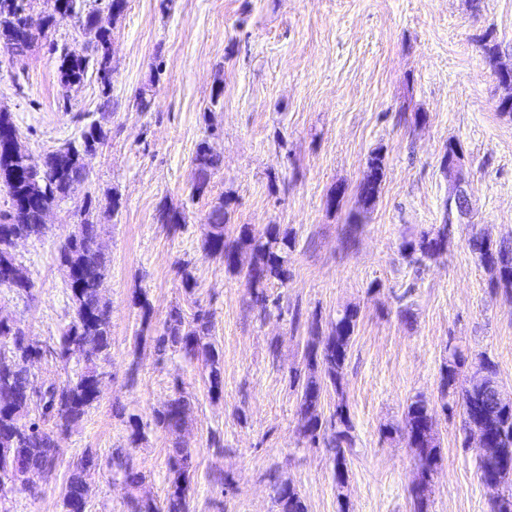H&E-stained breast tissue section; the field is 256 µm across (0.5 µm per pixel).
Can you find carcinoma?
Masks as SVG:
<instances>
[{
  "instance_id": "1",
  "label": "carcinoma",
  "mask_w": 512,
  "mask_h": 512,
  "mask_svg": "<svg viewBox=\"0 0 512 512\" xmlns=\"http://www.w3.org/2000/svg\"><path fill=\"white\" fill-rule=\"evenodd\" d=\"M127 0H106L104 9H93L82 15L83 22L96 29L91 41V53L83 54L68 45H51L50 51L58 62L60 86L64 98L80 86L88 67L95 66L101 83L111 84L109 72L111 21L125 10ZM29 0H0V47L13 55H23L31 50L36 33L23 28L21 21ZM106 133L92 122L85 126L81 141L68 142V149L56 148L46 154L42 165H28L29 153L24 146L15 149L0 147V186L10 199L9 210L0 215V266L12 269L10 288L31 294L32 280L27 268L17 260L12 251L16 238L40 237L46 225L39 223L38 211L68 196L70 186L86 175L81 160L87 143L103 142ZM198 181L192 186L194 196L204 195L210 185L220 158L207 148V142L198 144L193 158ZM384 176L383 157L375 152L368 160V173L359 185L363 208L372 207L378 198ZM230 200L220 198L211 207L206 221L207 251L224 259V267L243 275L251 300L261 308L267 307L266 288L274 282L283 283L289 277L290 255L295 248L291 233L273 225L263 239L251 234L242 225L238 235L229 239L225 227L230 216ZM84 220L81 234L66 239L59 251L60 266L74 272L70 288L71 312L65 325L57 355L66 360L72 354L83 356L85 370L74 379L48 387H33L32 366L42 358L44 350L30 339L18 326L0 320V496L6 495V482H18L20 475L43 470L51 475L55 466L60 440L81 419L98 398V365L107 360L111 346V307L104 299L106 259L95 246L101 225L94 221L92 201L83 208ZM158 221L171 230L184 222L182 213L163 206ZM448 242V223H443L433 233H424L417 239L403 244V256L415 271L425 266ZM469 247L490 275L495 287L512 297V244L488 242L477 233L469 238ZM358 310L345 307L336 311L324 334L319 320L307 322L311 333L306 361L308 374L300 385L297 398L300 430L313 445L324 441L334 459V482L337 496L347 503L343 486L348 483V461L358 455L355 428L343 397V379L349 349L357 327ZM212 314L198 310L192 321L185 322L180 309L169 313L163 331L155 337L160 352L168 349L184 358L201 360L209 369V391L220 392L221 357L214 344L209 342ZM466 357L459 346L448 347V358L441 369V393L456 394L461 398L463 426H474L491 438L499 454L479 457L478 470L482 483H488L502 469L503 462L512 463V401L501 404L492 402L485 390L460 384ZM333 389L338 400L335 409L324 418L319 411L322 394ZM190 402L183 392L175 393L162 410L155 415V425L177 432L186 423ZM37 418L30 419L31 412ZM403 436L414 452L420 473L415 479L411 497L414 512H428L431 477L439 460V443L433 429V409L418 397L405 412ZM169 488L164 509L152 502L130 495L125 502V512H190L191 479L194 470L191 450L179 445L169 451ZM97 466L96 454L88 449L68 477L62 500L63 512H80L86 507L88 485L86 476ZM112 472L130 488H137L143 481L129 452L112 453ZM273 499L278 512H308L298 490L288 482L274 486ZM490 512H512V492L499 489L490 494Z\"/></svg>"
}]
</instances>
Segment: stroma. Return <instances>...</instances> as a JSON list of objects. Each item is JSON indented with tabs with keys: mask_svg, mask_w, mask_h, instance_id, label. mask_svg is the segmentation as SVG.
I'll return each instance as SVG.
<instances>
[{
	"mask_svg": "<svg viewBox=\"0 0 512 512\" xmlns=\"http://www.w3.org/2000/svg\"><path fill=\"white\" fill-rule=\"evenodd\" d=\"M42 32L31 50L0 49V110L10 112L35 162L82 128L100 122L107 138L86 181L54 205L42 237L20 241L30 295L0 288V315L49 355L33 368L36 385L60 383L84 362L54 354L70 300L58 251L93 201L107 258L104 295L112 344L100 363L98 400L62 441L51 478L18 486L0 512H62L68 477L85 451L98 465L88 478V512H124L130 491L112 476V451L133 454L140 497L163 503L173 444L192 452L191 512H276L273 482L299 490L308 512H413L414 454L399 428L408 404L433 409L440 459L429 512H489L476 447H464L458 399L442 396L449 341L466 356L487 354L512 398V300L492 291L472 253V230L512 238V117L498 109L506 91L496 68L512 69V0H127L112 23L110 87L88 71L63 97L49 42L83 50L76 19L44 26V0L29 9ZM499 45L489 63L479 44ZM151 105L137 111L139 91ZM115 108L101 110L104 97ZM209 141L221 163L206 195H192V158ZM466 156L472 213L444 250L414 274L405 241L443 221L448 141ZM384 157L375 206L363 210L358 186L372 153ZM344 187L338 208L326 199ZM230 200L225 233L248 225L264 237L277 225L295 250L285 284L269 286L276 306L252 307L244 279L204 247L206 216ZM183 211L171 232L161 206ZM153 314L141 323V300ZM355 307L359 322L343 380L359 453L349 472L348 507L336 498L334 462L303 438L292 375H307V328L291 311L328 324ZM214 315L212 343L223 355L224 389L208 391L202 364L153 342L172 308ZM191 401L182 430L153 416L176 391ZM138 416L132 436L129 416ZM224 473L228 488L213 481Z\"/></svg>",
	"mask_w": 512,
	"mask_h": 512,
	"instance_id": "35a3bbf8",
	"label": "stroma"
}]
</instances>
